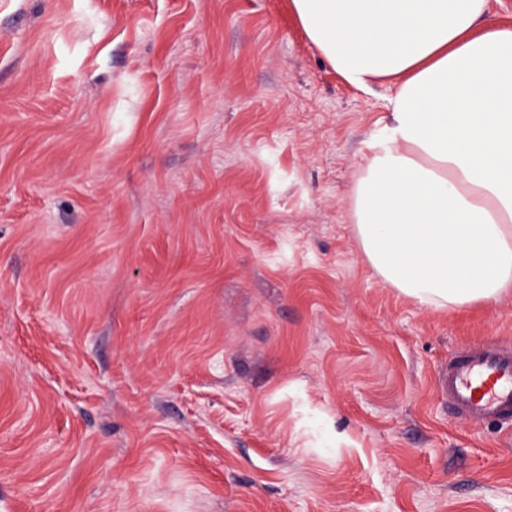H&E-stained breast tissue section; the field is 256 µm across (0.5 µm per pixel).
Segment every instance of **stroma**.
<instances>
[{
	"label": "stroma",
	"instance_id": "stroma-1",
	"mask_svg": "<svg viewBox=\"0 0 512 512\" xmlns=\"http://www.w3.org/2000/svg\"><path fill=\"white\" fill-rule=\"evenodd\" d=\"M361 90L289 0H0V512H512V429L366 261Z\"/></svg>",
	"mask_w": 512,
	"mask_h": 512
}]
</instances>
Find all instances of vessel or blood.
I'll list each match as a JSON object with an SVG mask.
<instances>
[{"label":"vessel or blood","mask_w":512,"mask_h":512,"mask_svg":"<svg viewBox=\"0 0 512 512\" xmlns=\"http://www.w3.org/2000/svg\"><path fill=\"white\" fill-rule=\"evenodd\" d=\"M440 388L460 415L512 419V350L488 344L469 348L449 362Z\"/></svg>","instance_id":"1"}]
</instances>
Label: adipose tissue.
Masks as SVG:
<instances>
[{"label":"adipose tissue","mask_w":512,"mask_h":512,"mask_svg":"<svg viewBox=\"0 0 512 512\" xmlns=\"http://www.w3.org/2000/svg\"><path fill=\"white\" fill-rule=\"evenodd\" d=\"M489 0H291L359 88L401 84L352 192L362 252L437 309L512 290V30L474 35Z\"/></svg>","instance_id":"obj_1"}]
</instances>
